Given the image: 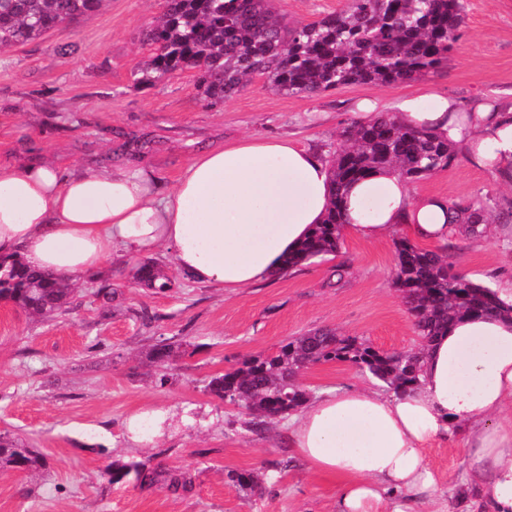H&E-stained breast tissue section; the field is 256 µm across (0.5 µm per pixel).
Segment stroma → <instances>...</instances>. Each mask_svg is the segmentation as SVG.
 Returning <instances> with one entry per match:
<instances>
[{
	"instance_id": "stroma-1",
	"label": "stroma",
	"mask_w": 512,
	"mask_h": 512,
	"mask_svg": "<svg viewBox=\"0 0 512 512\" xmlns=\"http://www.w3.org/2000/svg\"><path fill=\"white\" fill-rule=\"evenodd\" d=\"M163 0H104L101 8L42 38L0 51V166L63 169L141 165L173 187L197 152L249 137H285L331 159L359 118L356 105L397 112L406 98L434 96L512 103V0H463L460 37L437 74L388 86L349 85L318 94L283 95L250 77L233 100L208 105L189 70L144 85L137 71L151 53L143 32ZM342 0H274L291 24L335 12ZM414 194L512 209V188L467 162L410 182ZM482 240L461 239L457 269L488 286L512 279V225L495 220ZM175 288L136 285L138 256L117 249L110 263L77 284L78 305L35 319L0 301V433L42 460L32 474L0 471V512H336L338 478L320 475L288 446L287 422L249 431L246 410L211 396L214 374L275 352L288 339L333 329L385 351L420 345L413 318L395 287L394 240L344 235L336 255L250 288L197 284L169 252L151 253ZM345 264L339 284L331 271ZM117 285L111 306L93 292ZM179 343L162 367L141 356L158 341ZM299 382L311 395L332 389H376L347 363L316 365ZM166 423L131 440L133 415ZM144 461L189 473L190 491L140 489L113 482L112 462ZM437 480L434 500L419 512L455 505L467 460L460 433L427 446ZM256 471L263 489L247 494L229 471Z\"/></svg>"
}]
</instances>
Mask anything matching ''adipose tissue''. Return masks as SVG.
Wrapping results in <instances>:
<instances>
[{
  "label": "adipose tissue",
  "mask_w": 512,
  "mask_h": 512,
  "mask_svg": "<svg viewBox=\"0 0 512 512\" xmlns=\"http://www.w3.org/2000/svg\"><path fill=\"white\" fill-rule=\"evenodd\" d=\"M399 108L512 186V105L467 109L442 97L430 111L413 99ZM330 200L327 162L280 137L201 150L170 189L141 167L0 166V260L76 279L115 246L163 248L195 282L245 288L279 276ZM342 206L344 231L368 242L397 229L429 245L461 234L446 199L413 194L391 171L350 184ZM511 408L512 318L465 317L430 342L419 385L319 396L289 417L288 445L314 472L339 478L336 512H414L436 487L426 443L461 425L476 512H512Z\"/></svg>",
  "instance_id": "obj_1"
}]
</instances>
